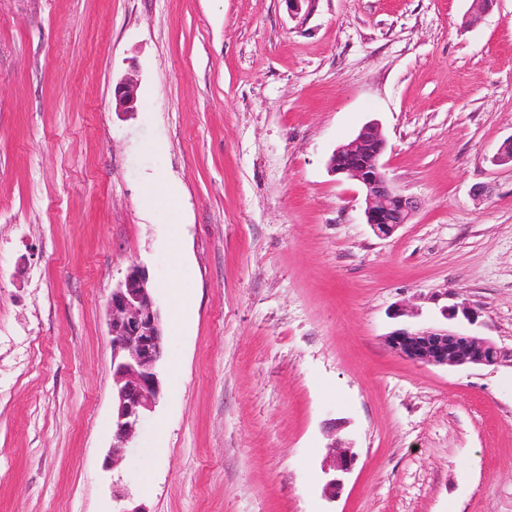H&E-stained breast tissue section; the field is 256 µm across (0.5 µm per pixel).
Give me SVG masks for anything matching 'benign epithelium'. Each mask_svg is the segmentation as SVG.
I'll list each match as a JSON object with an SVG mask.
<instances>
[{"label": "benign epithelium", "instance_id": "obj_1", "mask_svg": "<svg viewBox=\"0 0 512 512\" xmlns=\"http://www.w3.org/2000/svg\"><path fill=\"white\" fill-rule=\"evenodd\" d=\"M116 109L135 110L136 85L115 86ZM386 142L380 127L369 123L350 141L335 149L328 171L357 181L364 194L366 223L388 238L407 223L418 202L397 192L389 183L381 157ZM108 332L112 337L113 444L104 468L117 465L143 421L154 412L163 392L165 353L164 320L153 292L148 270L132 266L112 289L107 301ZM388 348L412 362L433 366L475 365L498 367L508 355L495 342L445 327L406 326L386 337ZM355 461L348 448H338L330 469L347 473Z\"/></svg>", "mask_w": 512, "mask_h": 512}]
</instances>
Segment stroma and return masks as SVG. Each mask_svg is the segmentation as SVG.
Masks as SVG:
<instances>
[{"mask_svg": "<svg viewBox=\"0 0 512 512\" xmlns=\"http://www.w3.org/2000/svg\"><path fill=\"white\" fill-rule=\"evenodd\" d=\"M370 122L421 203L388 238L327 171ZM510 140L512 0H0V512H115L116 473L148 512H512V366L385 342L512 349ZM159 175L195 303L109 473L106 301L140 263L175 303ZM114 97L118 111L133 112L137 101L136 85L132 81L118 83L115 86ZM388 348L412 362L433 366L498 367L510 357L495 342L448 327L406 326L386 337ZM338 449L337 454L333 456V462L329 466L330 468L325 471L329 473L332 469L334 471V476L330 480H328L326 484V489L330 490V492L335 493L336 490H339L342 483L341 480L336 478V472L347 473L351 470L355 457L354 454L350 451V448H340Z\"/></svg>", "mask_w": 512, "mask_h": 512, "instance_id": "obj_1", "label": "stroma"}]
</instances>
